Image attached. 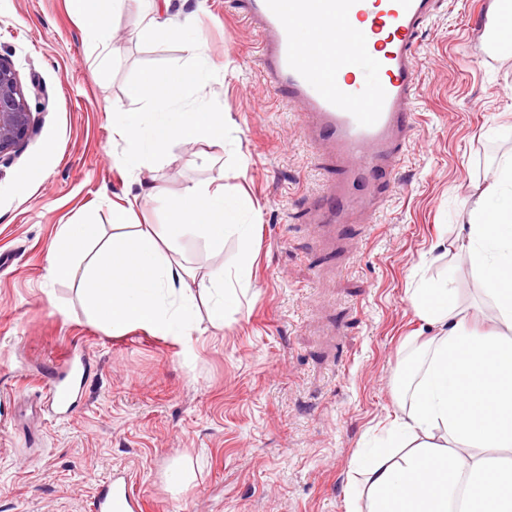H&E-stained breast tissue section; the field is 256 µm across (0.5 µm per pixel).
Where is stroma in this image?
<instances>
[{"label": "stroma", "instance_id": "obj_1", "mask_svg": "<svg viewBox=\"0 0 512 512\" xmlns=\"http://www.w3.org/2000/svg\"><path fill=\"white\" fill-rule=\"evenodd\" d=\"M143 0L110 16L92 42L69 0H0V54L38 115L17 157L0 165V512H92L97 482L128 473L144 512H346L364 487L361 459L402 410L399 378L428 336L408 301L445 279L476 332L496 325L467 255L452 246L477 188L512 155V53L481 61L477 29L497 0H437L416 46L415 128L377 224L346 226L335 253L310 222L331 175L293 109L266 85L258 30L237 0H169L191 22L208 77L184 107L225 116L223 142L176 145L145 179L175 199L198 182L252 203L247 290L238 313L211 323L200 304L190 339L134 327L104 332L77 288L49 282L48 249L64 224L112 229V207L139 184L116 163L112 127L143 111L127 95L146 71L190 67L145 33ZM174 260L197 287L239 260L236 237L213 254L185 236ZM85 357L68 419L36 413L68 352ZM192 464L174 493L165 474Z\"/></svg>", "mask_w": 512, "mask_h": 512}]
</instances>
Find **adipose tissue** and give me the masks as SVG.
<instances>
[{"label":"adipose tissue","mask_w":512,"mask_h":512,"mask_svg":"<svg viewBox=\"0 0 512 512\" xmlns=\"http://www.w3.org/2000/svg\"><path fill=\"white\" fill-rule=\"evenodd\" d=\"M202 83L201 70L190 68L151 72L130 86L129 97L147 109L118 129L127 144L118 163L128 174L140 175L172 145L223 140V113L205 105L172 110ZM159 197L154 185L143 184L140 195L113 207L110 236L96 224H65L49 247V278L76 281L86 316L106 332L140 327L189 335L199 295L217 322L240 307L236 283L247 277V260L233 271L216 265L196 293L169 254L187 234L218 253L230 235L249 245L250 206L223 186L195 183L168 202L175 221L162 233L130 223L140 202ZM455 245L467 252L482 293L494 301L500 331L468 334L447 281L427 279L412 291L415 314L436 334L404 387L394 430L363 465L367 512H512V461L489 454L512 448V162L480 190Z\"/></svg>","instance_id":"obj_1"}]
</instances>
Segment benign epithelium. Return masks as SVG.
<instances>
[{
  "label": "benign epithelium",
  "instance_id": "7a95c632",
  "mask_svg": "<svg viewBox=\"0 0 512 512\" xmlns=\"http://www.w3.org/2000/svg\"><path fill=\"white\" fill-rule=\"evenodd\" d=\"M35 116L13 63L0 56V163L10 159L33 132Z\"/></svg>",
  "mask_w": 512,
  "mask_h": 512
}]
</instances>
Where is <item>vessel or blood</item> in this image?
I'll return each instance as SVG.
<instances>
[{"label": "vessel or blood", "mask_w": 512, "mask_h": 512, "mask_svg": "<svg viewBox=\"0 0 512 512\" xmlns=\"http://www.w3.org/2000/svg\"><path fill=\"white\" fill-rule=\"evenodd\" d=\"M243 12L260 32L259 61L265 81L287 89L290 105L309 141L335 167L329 183L328 213L322 224L376 223L373 190L389 182L413 127L411 107L418 78L414 52L419 32L436 0H241ZM321 35L301 44L303 26ZM488 56L512 49L498 26L482 27ZM360 80H353L352 71ZM74 362L59 367L44 409L67 413L75 392ZM94 512H139L140 500L127 473L97 486Z\"/></svg>", "instance_id": "obj_1"}]
</instances>
